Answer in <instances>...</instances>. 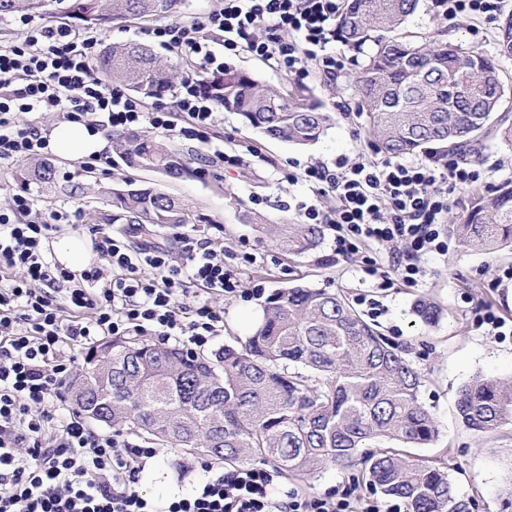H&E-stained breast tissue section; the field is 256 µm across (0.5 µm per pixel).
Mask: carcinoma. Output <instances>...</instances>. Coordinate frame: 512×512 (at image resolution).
I'll return each mask as SVG.
<instances>
[{
    "label": "carcinoma",
    "instance_id": "obj_1",
    "mask_svg": "<svg viewBox=\"0 0 512 512\" xmlns=\"http://www.w3.org/2000/svg\"><path fill=\"white\" fill-rule=\"evenodd\" d=\"M181 0H0V18L24 13L81 18L103 27L115 20L172 12ZM420 0H346L336 40L364 54L353 77L367 117V136L399 157L448 152L472 157L488 139L512 144V84L495 57L404 32ZM497 55L512 58V13L499 18ZM98 73L145 99L168 91L180 74L139 42L103 47ZM226 112L266 138L304 148L334 121L302 85L273 88L233 66L206 80ZM112 147L129 166L170 179L202 175L192 151L168 147L147 132H114ZM48 162L19 174L43 192L55 183ZM112 211L144 232L197 221L193 206L151 187L117 183ZM448 231L465 247L488 254L512 249V180L470 191ZM281 249L299 255L316 247L321 224H272L248 219ZM112 348V375L90 370V359ZM93 382L112 412L97 423L132 430L158 447L203 453L230 467L262 461L292 478L331 464L361 466L359 479L407 512H471L444 462L411 452L439 433L421 403V372L343 293L293 285L273 293L247 339L213 356L186 358L174 346L106 339L86 353L77 374ZM458 412L478 433L512 424V381L477 375L460 390ZM382 441L393 443L380 448Z\"/></svg>",
    "mask_w": 512,
    "mask_h": 512
}]
</instances>
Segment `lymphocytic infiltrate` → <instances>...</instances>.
Listing matches in <instances>:
<instances>
[{
    "label": "lymphocytic infiltrate",
    "mask_w": 512,
    "mask_h": 512,
    "mask_svg": "<svg viewBox=\"0 0 512 512\" xmlns=\"http://www.w3.org/2000/svg\"><path fill=\"white\" fill-rule=\"evenodd\" d=\"M501 0H431L441 19L495 18ZM344 0H222L220 7L187 21L154 29L161 46L187 64L171 106H157L108 87L96 74L99 39L75 35L65 23H17L21 42L0 46V163L49 155L47 133L20 126L19 115L55 111L87 120L97 131L148 127L168 136L210 142L218 122L202 75L224 70L225 55L245 51L305 79L318 68L328 80L343 69L334 47ZM187 116L177 126L173 115ZM336 207L299 203L304 224H327L334 250L352 260L364 244L389 247L386 262L366 260L370 288L415 285L425 254L447 255V217L454 194L477 183L475 166L443 159L373 161L359 157L315 162L286 173ZM33 201L12 196L0 211V512H403L351 490L309 494L283 488L274 467L231 470L201 461L204 473L192 491L163 502L140 489V475L160 450L139 437L92 429L76 411L57 416L75 368L76 347L97 338L152 336L184 354L203 352L224 328L216 298L240 296V280L224 266V250L195 227L181 226L182 261L131 232L91 231L94 251L107 268L74 274L48 250L63 213L30 221Z\"/></svg>",
    "instance_id": "lymphocytic-infiltrate-1"
}]
</instances>
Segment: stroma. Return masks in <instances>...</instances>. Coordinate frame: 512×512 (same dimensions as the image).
Segmentation results:
<instances>
[{"instance_id": "obj_1", "label": "stroma", "mask_w": 512, "mask_h": 512, "mask_svg": "<svg viewBox=\"0 0 512 512\" xmlns=\"http://www.w3.org/2000/svg\"><path fill=\"white\" fill-rule=\"evenodd\" d=\"M216 6V0H182L174 15L117 21L98 28L97 34L101 45L138 41L155 47L163 61L172 63L175 55L158 47L154 28L173 19H191ZM496 27V22L479 16L448 25L437 19L427 4L408 21L411 32L425 35L443 29L450 42L476 46L489 54L496 51ZM344 57V74L336 81L315 73L305 80L327 111L336 115L334 125L316 144L298 148L265 139L238 115L225 113L223 121L212 131L211 145L223 147L227 154L240 155L243 161L235 167L216 161L224 184L220 191L206 175L173 181L158 172L128 168L117 156L111 164L91 165L86 159L67 158L55 152L50 161L56 167V176L72 185L75 192L34 194V216L45 218L56 211L68 213L70 223L76 224V233L82 237L97 225L113 230L107 192L117 178L123 177L135 185L152 187L191 203L202 218L200 228L205 235L216 237L218 244L232 253L230 267L240 271L243 287L258 286L270 295L278 289L302 284L359 299L368 291L361 282V263L336 257L332 230H324L315 249L293 257L282 253L241 217L246 210L278 222L295 219L294 206L301 201L318 200L325 207L335 206L333 198H315L305 183H288L283 172L290 162L332 164L336 159L359 155L378 158V151L366 137V119L358 114V97L351 82L363 58L351 51L345 52ZM163 142L194 150L199 158L211 155V145L193 140L167 136ZM477 167L481 173L478 185L483 189L512 179V146L497 140L487 142ZM230 193L240 198L241 208L229 205L226 196ZM421 262L428 269L426 279L416 286L398 282L386 290L381 299L387 311L376 320L382 333L405 349L407 358L425 378L420 400L434 414L440 433L419 454L445 460L448 475L457 492L469 499L471 512H512V500L503 492L506 482L512 479V426L492 436L478 435L464 426L457 412L459 391L475 375L512 377V340L476 325L485 307L512 320V287L491 285L505 269L512 268V251L505 249L492 257L455 242L447 255L425 256ZM421 300L438 306L441 315L435 326L423 327L417 317L415 306ZM263 303V297L214 299V307L224 313V331L215 338L213 350L245 340L262 314ZM201 477L198 456L165 448L141 474L140 486L144 494L160 501L190 491Z\"/></svg>"}]
</instances>
